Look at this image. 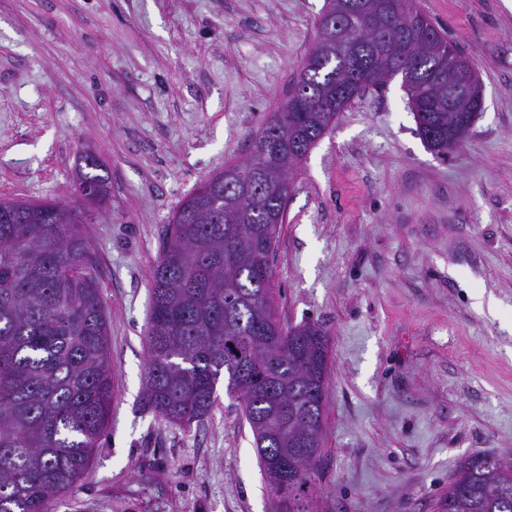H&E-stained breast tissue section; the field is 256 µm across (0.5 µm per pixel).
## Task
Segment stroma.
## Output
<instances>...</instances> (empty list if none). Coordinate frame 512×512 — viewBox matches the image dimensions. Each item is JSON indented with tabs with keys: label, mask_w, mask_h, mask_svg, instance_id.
<instances>
[{
	"label": "stroma",
	"mask_w": 512,
	"mask_h": 512,
	"mask_svg": "<svg viewBox=\"0 0 512 512\" xmlns=\"http://www.w3.org/2000/svg\"><path fill=\"white\" fill-rule=\"evenodd\" d=\"M464 50L484 105L448 156L400 79L365 91L290 175L274 261L284 325L330 362L310 512H440L473 453L512 458V9L416 0ZM325 0H0V198L64 202L84 152L108 174L85 226L115 396L82 478L50 512H279L225 387L203 422L145 403L164 230L248 158L313 44Z\"/></svg>",
	"instance_id": "obj_1"
}]
</instances>
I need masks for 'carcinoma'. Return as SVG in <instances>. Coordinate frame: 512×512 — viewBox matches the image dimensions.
Here are the masks:
<instances>
[{"label":"carcinoma","mask_w":512,"mask_h":512,"mask_svg":"<svg viewBox=\"0 0 512 512\" xmlns=\"http://www.w3.org/2000/svg\"><path fill=\"white\" fill-rule=\"evenodd\" d=\"M391 20L379 41L357 14L336 19L342 39L328 45L321 77L301 87L304 108L288 113L286 140L269 148L268 162L288 145L314 147L342 108L370 87H383L389 56L404 54L402 84L422 139L436 154L455 149L448 128L472 124L466 100L448 108V88L436 69L465 60L459 45L415 3ZM97 186L108 177L82 166ZM288 201L276 185L242 193L204 180L173 215L153 272L143 391L168 422L188 427L210 416L220 378L240 405L259 462L285 512H308L305 501L320 448L300 452L324 423L329 364L327 334L315 322L295 328L304 341L282 355L279 321L250 304L272 297L278 230ZM84 214L57 201L0 200V512H49L52 498L87 470L109 425L114 386L108 321L98 268L83 227ZM288 452V491L272 459ZM444 512H512V460L487 454L464 459L448 482Z\"/></svg>","instance_id":"1"}]
</instances>
